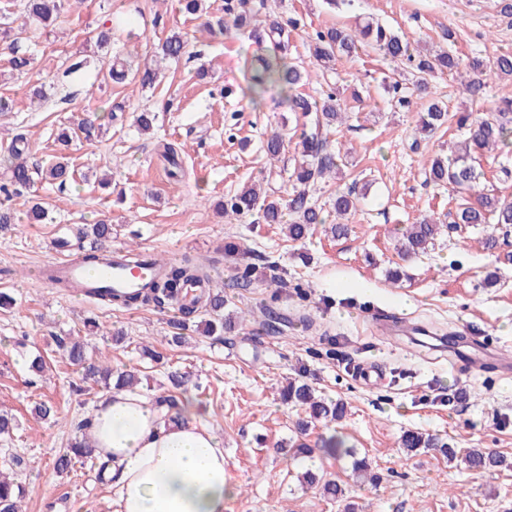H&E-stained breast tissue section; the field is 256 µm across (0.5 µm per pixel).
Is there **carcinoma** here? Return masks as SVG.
I'll return each instance as SVG.
<instances>
[{
  "mask_svg": "<svg viewBox=\"0 0 512 512\" xmlns=\"http://www.w3.org/2000/svg\"><path fill=\"white\" fill-rule=\"evenodd\" d=\"M62 0H28L27 19L42 28L50 27L58 18ZM210 32L224 34L233 29L239 39H248L258 44L267 42L273 50L271 55H256L247 58V90L252 104L260 103L267 87L279 86L284 92V102L291 112H300L310 118V131L301 135L299 143L300 158L295 163L289 181L295 190L282 201L271 194L261 193L254 187H247L224 202V217L240 220L249 215H257L258 220L265 224L288 225V237L294 241L305 238L316 224L327 221L324 208L314 198L317 187L326 179L336 177L341 161L340 152L329 147L330 129L341 121L340 94L331 88L317 100L308 98L298 92L303 84L306 69L288 61V31L277 20L261 24L258 11L251 0H224V15L209 22ZM371 47L393 62L407 61L413 70L409 81L394 80L383 82V91L397 109L410 111L423 96L429 95L428 78L434 74L448 73L460 79L462 93L471 101L480 102L484 99L486 88L494 78H512V53H499L493 57L474 56L461 61L457 56L444 52L437 55H420L415 53L411 42L404 36L382 26L367 22L350 30L344 27H329L317 30L309 37L310 57L321 71H329L337 59L358 54L361 47ZM187 41L179 32H172L155 47V67L138 70L133 78L141 87L151 88L157 78L158 70L171 61L179 59L186 51ZM456 122L457 128L467 131V138L462 151L448 156L436 155L431 161L427 180L436 186L446 188L460 195L454 223L456 224H496L512 225V201L503 200L495 195L480 190L484 172L476 164V155L485 149L502 146L512 149V100L503 99L484 112L476 115L463 112L459 115L448 112L447 106L433 98L421 105L420 129L431 137L437 131L448 127V123ZM101 119H85L76 127L75 136L86 141H94L102 134ZM288 142L279 134L267 139L264 145L266 156L278 161L285 153ZM27 143L21 136H15L6 147L8 154V179L0 184V193L5 197L20 190L31 187L35 176L43 173L45 177L63 188L73 181V171L62 162H56L42 171L32 166L27 160ZM161 157L169 165V176L184 177V170L179 162L178 152L174 145H163ZM332 212L338 217L350 215L357 210L358 197L355 187L343 188L336 185V194L331 197ZM443 225L426 221L411 224L404 235V251L418 254L425 252L442 233ZM84 236L91 238L92 246L79 251L84 264L94 267L103 259L102 252L106 249L105 242L112 238V225L102 220L92 224L84 231ZM210 281L202 263L191 256H184L180 263L170 265L153 279L143 292L131 295H119L110 288L97 291L99 300L108 307L132 308L137 306L164 307L180 302L185 286L189 283ZM181 321L174 324L179 328L192 318L201 315L203 319L202 334L209 337H224V331L235 328V322L224 317V292L207 289L200 293L192 303L180 307ZM55 341L59 350L63 351L69 361L82 369V380L86 383L107 382L116 378L115 385L119 388H133L136 384L135 374L128 371L116 372L99 360L87 357L84 340L80 336H57ZM282 400L287 404H298L307 407L308 416L296 422V429L304 434L316 422L338 421L343 418L344 404L326 402L314 397L313 389L306 383L293 380L282 391ZM80 435L71 442L68 451L56 460V469L60 473H68L77 461L94 457L95 447L88 437L91 431V420L87 419L77 426ZM400 447L408 453H417L423 448H439L444 456L452 460L457 451L441 444L431 436L415 430H407L400 437ZM280 450L286 451L291 459L309 458L312 449L304 442L291 441L279 444ZM331 451L352 458V476L358 478L367 474L369 464L364 457H357L352 450L345 448V441L332 436L328 440ZM466 457L470 466L478 470L507 468L509 463L504 455L469 448ZM301 483L320 486L323 496L327 499H338L344 496L345 487L333 479L316 476L307 469L301 473ZM21 484L0 475V512H18L17 500L22 497Z\"/></svg>",
  "mask_w": 512,
  "mask_h": 512,
  "instance_id": "cac0c4a2",
  "label": "carcinoma"
}]
</instances>
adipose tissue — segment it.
Instances as JSON below:
<instances>
[{"instance_id": "adipose-tissue-1", "label": "adipose tissue", "mask_w": 512, "mask_h": 512, "mask_svg": "<svg viewBox=\"0 0 512 512\" xmlns=\"http://www.w3.org/2000/svg\"><path fill=\"white\" fill-rule=\"evenodd\" d=\"M203 416L191 397L174 423L135 390L100 399L92 434L112 462L117 512H227L237 490L226 479L224 442Z\"/></svg>"}]
</instances>
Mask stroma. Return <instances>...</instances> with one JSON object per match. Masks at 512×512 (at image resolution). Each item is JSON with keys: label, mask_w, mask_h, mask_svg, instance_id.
Returning <instances> with one entry per match:
<instances>
[{"label": "stroma", "mask_w": 512, "mask_h": 512, "mask_svg": "<svg viewBox=\"0 0 512 512\" xmlns=\"http://www.w3.org/2000/svg\"><path fill=\"white\" fill-rule=\"evenodd\" d=\"M502 6V0H338L333 7L326 0H266L271 17L299 22L289 35L288 59L312 72L301 93L319 97L330 83L358 86L362 94L358 102L345 98V119L330 133L347 159L343 182L355 187L360 206L344 237L331 238L319 227L295 242L281 225L230 223L216 207L251 181L266 180L268 192L281 197L292 191L287 176L269 177L263 145L282 132L287 157L295 159L307 120L286 111L276 88L252 107L242 61L257 45L209 34L202 19L181 12L178 0H65L57 24L46 30L25 25V0H0V22L20 29L15 43L0 41V95L15 101L11 116L0 121V144L23 136L30 163L44 168L62 160L77 175L63 189L37 181L5 202L20 223L0 233V291L16 298L0 311V410L18 425L0 436V466L12 467L25 488L21 512H113L95 463L67 474L54 466L103 394L99 387L75 392L80 370L54 342L78 335L87 317L104 329L89 337L88 357L137 369L139 391L156 394L171 374L184 375L186 393L205 406L224 441L226 477L240 489L228 512H512V469L476 470L464 455L488 448L512 459V372L501 371L496 357L512 354V229L454 225L458 195L427 184L425 172L461 135L452 129L422 142L418 112L391 111L381 82L394 62L368 48L338 60L322 77L306 46L314 31L373 21L423 48L459 56L512 52V15ZM104 25L113 27L115 45L100 49L87 37ZM174 31L187 38L188 52L160 84H112L107 63L115 49L140 64ZM17 53L32 56L45 85L39 106L30 103L34 80L11 68ZM77 56L85 61L84 76L67 75ZM170 98L176 107L168 112ZM145 110L156 115L146 134L134 125ZM110 111L117 118L99 141L58 142L60 130ZM166 142L184 148L182 179L165 170L159 151ZM37 203L48 216L27 223ZM425 217L447 225V232L427 252L399 255L400 229ZM99 219L112 224V248L131 244L169 262L198 258L212 287L224 291L225 315L246 313L249 321L220 341L191 329L176 345L175 306L107 307L45 285L46 264L64 256L59 239L75 240L83 225ZM490 232L498 244L489 251L480 241ZM395 267L407 276L394 284L387 272ZM245 272L248 287H231L232 276ZM274 275L284 287L270 286ZM398 317L420 334L390 331ZM116 332L124 343L115 344ZM145 345L160 361L143 358ZM476 346L486 351L478 371L467 359ZM38 355L49 366L43 377L28 369ZM361 363L377 367V385L354 376ZM291 377L343 403V419L298 435L295 424L305 409L280 398ZM46 400L58 415L44 421L31 408ZM407 430L439 437L458 449L457 458L447 460L436 448L407 454L397 446ZM334 434L368 460L380 476L377 485L357 482L350 458L323 452V440ZM296 436L313 448L314 468L343 480V498L329 500L299 484L303 462L277 446Z\"/></svg>", "instance_id": "1"}]
</instances>
